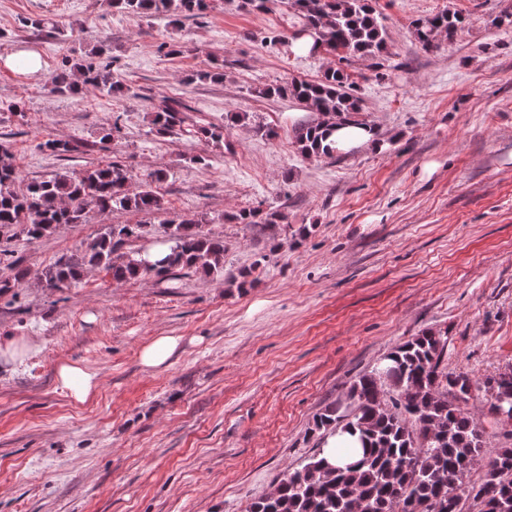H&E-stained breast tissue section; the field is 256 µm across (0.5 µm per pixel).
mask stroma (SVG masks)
Masks as SVG:
<instances>
[{"label":"stroma","mask_w":512,"mask_h":512,"mask_svg":"<svg viewBox=\"0 0 512 512\" xmlns=\"http://www.w3.org/2000/svg\"><path fill=\"white\" fill-rule=\"evenodd\" d=\"M210 4L174 24L106 0H0V142L22 181L110 162L136 180L166 173L160 212L92 211L37 241L0 238V281L80 254L108 224L202 215L226 247L220 280L117 282L91 268L60 291L25 281L0 294V339L35 340L0 359V512H248L313 454L314 416L412 336L445 334L449 370L479 382L512 364V27L493 23L504 0H375L387 51L347 72L383 145L336 161L300 153L302 105L257 91L320 80L337 57L293 50L301 25L282 0L263 13ZM446 8L464 29L421 50L412 21ZM37 15L78 39L24 26ZM78 61L128 93L54 90ZM166 98L184 121L160 136L150 118ZM215 126L228 130L220 147L205 134ZM49 139L71 152L39 150ZM244 208L286 220L233 221ZM157 336L181 342L147 371L139 351ZM64 360L96 374L94 400L58 387Z\"/></svg>","instance_id":"1"}]
</instances>
